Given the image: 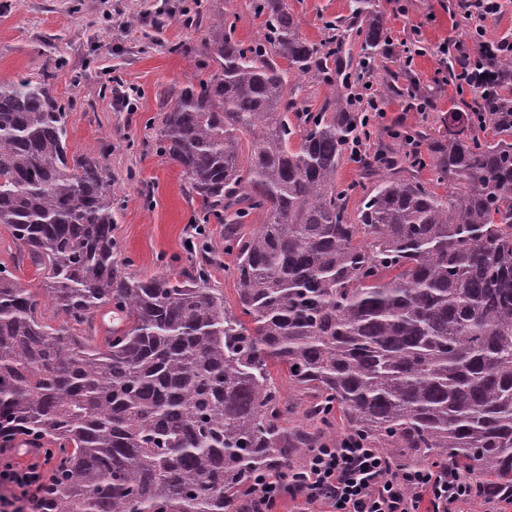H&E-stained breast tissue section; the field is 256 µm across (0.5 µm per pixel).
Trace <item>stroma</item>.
Masks as SVG:
<instances>
[{
	"label": "stroma",
	"instance_id": "obj_1",
	"mask_svg": "<svg viewBox=\"0 0 512 512\" xmlns=\"http://www.w3.org/2000/svg\"><path fill=\"white\" fill-rule=\"evenodd\" d=\"M80 11H72L74 3ZM397 38L423 47V55L405 66L398 50L388 52L373 83L398 88L385 100L386 116L374 145L400 151L397 129L423 130L442 137L449 112L473 103L471 93L457 94L443 81L435 45L464 37L461 0H376ZM0 80L49 70L57 98L70 108L72 151L92 154L111 142L115 203L114 235L132 264L130 273L150 277L178 271L188 262L185 242L192 234L195 207L186 195L180 170L156 148V128L168 103L167 93L195 69L202 49L201 32L185 25L199 0H0ZM308 41L327 35L326 22L347 15L348 0H290ZM137 17L136 27L118 26V18ZM138 92L136 109L112 106L109 77ZM420 84L430 98L419 109L405 90Z\"/></svg>",
	"mask_w": 512,
	"mask_h": 512
}]
</instances>
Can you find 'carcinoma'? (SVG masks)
I'll list each match as a JSON object with an SVG mask.
<instances>
[{
  "label": "carcinoma",
  "instance_id": "1",
  "mask_svg": "<svg viewBox=\"0 0 512 512\" xmlns=\"http://www.w3.org/2000/svg\"><path fill=\"white\" fill-rule=\"evenodd\" d=\"M252 8L262 32L247 42L214 0L186 20L202 59L156 131L198 223L224 225L232 304L203 240L175 274L127 272L111 144L71 151L49 74L0 82V226L63 316L45 322L0 264V438L36 441L55 460L31 512H230L253 475L293 479V459L319 444L318 431L288 428L296 415L339 419L337 438L398 464L465 467L508 500L509 104L479 126L451 113L440 140L412 132L424 153L356 157L366 118L355 88L389 34L375 0H349L319 43L288 0ZM292 76L328 87L318 108L298 101ZM489 127L501 138H480ZM347 160L361 176L343 184ZM106 307L119 323L100 343L93 321Z\"/></svg>",
  "mask_w": 512,
  "mask_h": 512
}]
</instances>
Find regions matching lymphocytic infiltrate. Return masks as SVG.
I'll list each match as a JSON object with an SVG mask.
<instances>
[{"label": "lymphocytic infiltrate", "instance_id": "1", "mask_svg": "<svg viewBox=\"0 0 512 512\" xmlns=\"http://www.w3.org/2000/svg\"><path fill=\"white\" fill-rule=\"evenodd\" d=\"M502 0H465L466 37L435 47L441 61H460L452 78L457 91L475 93L477 101L466 115L476 123L488 103L512 101V74L499 63L512 59V40L488 37L486 23L502 12ZM302 479L292 484L267 475L256 476L234 512H274L284 497L330 512H464L482 500L487 512H499L495 495L482 489L478 479L459 467L411 468L391 462L382 452L351 440L307 451L301 460ZM44 465L33 462L0 464V512H26L37 498Z\"/></svg>", "mask_w": 512, "mask_h": 512}]
</instances>
